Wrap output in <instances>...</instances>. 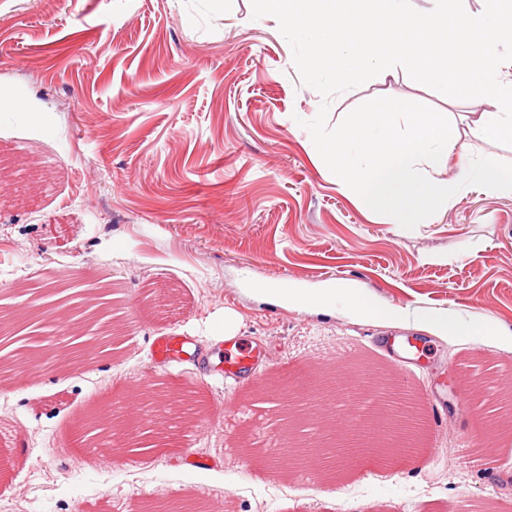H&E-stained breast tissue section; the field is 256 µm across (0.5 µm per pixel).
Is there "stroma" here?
Listing matches in <instances>:
<instances>
[{
    "label": "stroma",
    "instance_id": "35a3bbf8",
    "mask_svg": "<svg viewBox=\"0 0 512 512\" xmlns=\"http://www.w3.org/2000/svg\"><path fill=\"white\" fill-rule=\"evenodd\" d=\"M389 96L452 112L478 106L401 70L335 96L328 126ZM322 97L302 83L277 22L237 0H0V347L22 336L33 383L0 385V512H143L192 496L214 512H512V433L482 429L477 407L449 410L471 384L512 374V193L475 188L407 230L341 192L301 123ZM349 281L386 308L488 322L497 337L433 335L413 320L300 310L268 285ZM114 290L135 329L122 354L64 367L66 346L33 323L72 313V293ZM260 352L241 387L223 379L224 317ZM188 336L214 375L167 367L152 338ZM413 336L421 360L380 336ZM384 364L416 383L436 452L393 471L344 466L322 491L314 462L278 482L242 455V436L278 434L286 407L255 390L297 382L302 366L344 374ZM202 395L214 417L142 431L107 463L59 447L87 417L142 382ZM483 435V448L473 446Z\"/></svg>",
    "mask_w": 512,
    "mask_h": 512
}]
</instances>
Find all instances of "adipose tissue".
Returning a JSON list of instances; mask_svg holds the SVG:
<instances>
[{
  "label": "adipose tissue",
  "instance_id": "1",
  "mask_svg": "<svg viewBox=\"0 0 512 512\" xmlns=\"http://www.w3.org/2000/svg\"><path fill=\"white\" fill-rule=\"evenodd\" d=\"M278 294L303 309L328 307L339 303L349 314L362 318H376L385 313L384 308L372 301L363 289L347 282L331 283L322 288H303L292 284L279 289ZM412 316L416 323L446 336L478 341L488 333L487 323L479 320L466 321L450 314L430 315L424 312Z\"/></svg>",
  "mask_w": 512,
  "mask_h": 512
}]
</instances>
